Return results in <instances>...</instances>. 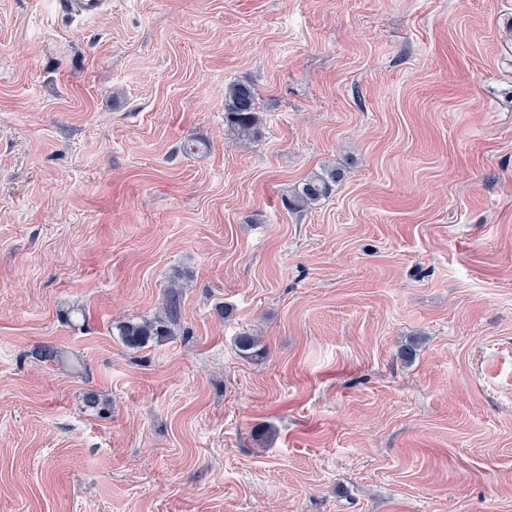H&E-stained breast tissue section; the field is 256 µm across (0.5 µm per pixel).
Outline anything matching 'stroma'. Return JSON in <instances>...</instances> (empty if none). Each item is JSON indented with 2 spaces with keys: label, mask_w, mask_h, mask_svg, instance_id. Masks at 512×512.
Instances as JSON below:
<instances>
[{
  "label": "stroma",
  "mask_w": 512,
  "mask_h": 512,
  "mask_svg": "<svg viewBox=\"0 0 512 512\" xmlns=\"http://www.w3.org/2000/svg\"><path fill=\"white\" fill-rule=\"evenodd\" d=\"M0 512H512V0H0ZM63 10L79 19H90L112 10V0H62ZM257 94L254 87L243 81L233 82L224 89V119L242 140L259 134ZM342 177L343 173L336 166H323L294 188L288 205L291 209L299 212L314 209L330 196L333 187ZM164 315L152 319L120 321L117 324L122 342L129 348H141L150 341H161L172 334L177 315L179 290L175 283L169 287Z\"/></svg>",
  "instance_id": "1"
}]
</instances>
